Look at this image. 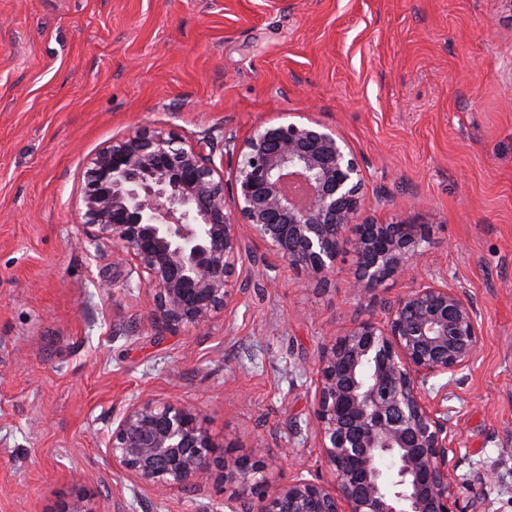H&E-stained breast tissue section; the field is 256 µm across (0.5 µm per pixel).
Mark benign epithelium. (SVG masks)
<instances>
[{
    "label": "benign epithelium",
    "mask_w": 512,
    "mask_h": 512,
    "mask_svg": "<svg viewBox=\"0 0 512 512\" xmlns=\"http://www.w3.org/2000/svg\"><path fill=\"white\" fill-rule=\"evenodd\" d=\"M231 155L226 181L200 145L144 128L86 162L81 243H112L128 276L153 293L156 322L200 329L226 311L246 252L243 228L317 284L352 252L355 296L390 277L417 278L427 227L362 219L364 172L335 129L310 119L262 124L233 140ZM481 343L469 295L433 278L385 302L384 318L324 344L313 422L326 483L271 484L252 454L226 462L198 409L172 400L132 398L107 431V454L112 469L158 495L233 484L228 512H490L484 493L461 505L443 406ZM439 377L447 382L429 385Z\"/></svg>",
    "instance_id": "1"
}]
</instances>
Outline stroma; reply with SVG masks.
I'll list each match as a JSON object with an SVG mask.
<instances>
[{
	"label": "stroma",
	"mask_w": 512,
	"mask_h": 512,
	"mask_svg": "<svg viewBox=\"0 0 512 512\" xmlns=\"http://www.w3.org/2000/svg\"><path fill=\"white\" fill-rule=\"evenodd\" d=\"M335 127L378 222L427 225L426 276L474 300L482 350L448 388L461 499L512 512V0H0V512H208L233 485L164 496L113 471L132 396L189 401L225 460L329 479L312 422L321 347L410 283L325 287L247 241L225 313L153 320L111 243L83 249L84 164L159 126L213 145L256 125ZM489 473L481 487L476 476Z\"/></svg>",
	"instance_id": "1"
}]
</instances>
